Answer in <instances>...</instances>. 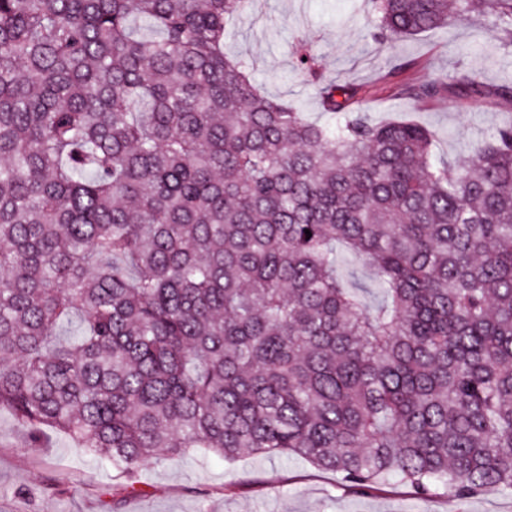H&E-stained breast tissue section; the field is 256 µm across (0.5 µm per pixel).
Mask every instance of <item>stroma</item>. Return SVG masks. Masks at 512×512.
<instances>
[{"mask_svg":"<svg viewBox=\"0 0 512 512\" xmlns=\"http://www.w3.org/2000/svg\"><path fill=\"white\" fill-rule=\"evenodd\" d=\"M371 35L367 0H254L250 12L228 29L225 42L266 94L293 101L323 122L318 87L296 59L297 41L307 37L327 80L367 88L362 108L370 120L414 114L436 131L435 153L448 163L512 121V100L452 96L417 105L394 94L396 83L420 82L434 72L479 70L488 86L511 82L512 50L501 48L499 33L489 24L461 15L445 27L384 45ZM397 58L411 66L394 76L390 69ZM0 512H512V494L424 501L399 484L353 490L336 473L296 456L227 461L200 453L144 466L130 490L65 435L54 432L48 447H29L24 430L4 409Z\"/></svg>","mask_w":512,"mask_h":512,"instance_id":"obj_1","label":"stroma"}]
</instances>
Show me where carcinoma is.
Here are the masks:
<instances>
[{
    "mask_svg": "<svg viewBox=\"0 0 512 512\" xmlns=\"http://www.w3.org/2000/svg\"><path fill=\"white\" fill-rule=\"evenodd\" d=\"M369 4L378 42L470 14L512 46V0ZM250 6L0 0V409L127 478L202 448L512 492V122L444 163L303 36L315 122L224 46ZM453 91L512 99L474 71L396 88Z\"/></svg>",
    "mask_w": 512,
    "mask_h": 512,
    "instance_id": "obj_1",
    "label": "carcinoma"
}]
</instances>
